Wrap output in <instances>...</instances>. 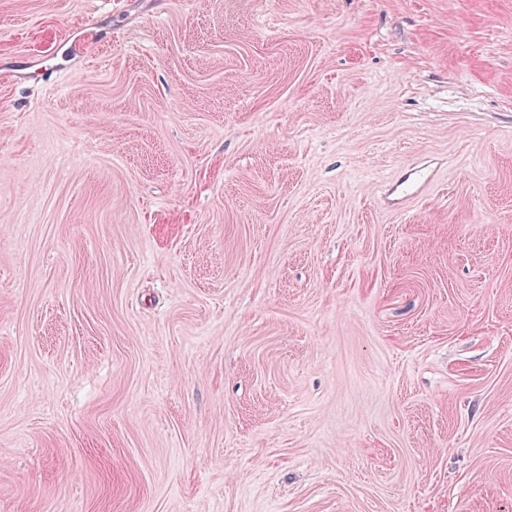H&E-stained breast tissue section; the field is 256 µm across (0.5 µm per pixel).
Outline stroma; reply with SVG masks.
Instances as JSON below:
<instances>
[{"mask_svg":"<svg viewBox=\"0 0 512 512\" xmlns=\"http://www.w3.org/2000/svg\"><path fill=\"white\" fill-rule=\"evenodd\" d=\"M41 61L0 512H512V0H0ZM432 180L430 173H422L421 170L402 175L394 184L387 189V198L397 194L402 198L412 196Z\"/></svg>","mask_w":512,"mask_h":512,"instance_id":"stroma-1","label":"stroma"}]
</instances>
